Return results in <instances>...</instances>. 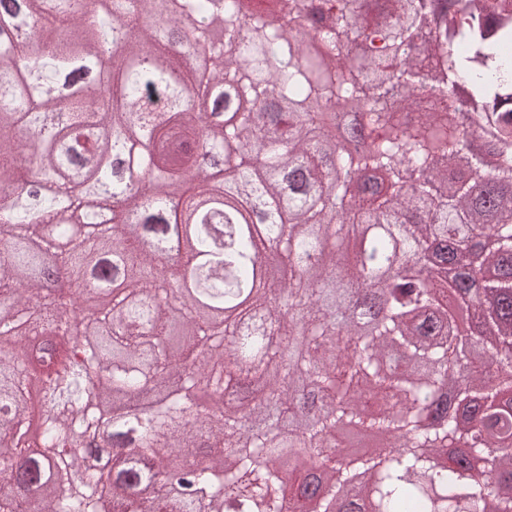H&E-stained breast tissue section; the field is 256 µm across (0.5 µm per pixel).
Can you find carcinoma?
<instances>
[{"label": "carcinoma", "mask_w": 512, "mask_h": 512, "mask_svg": "<svg viewBox=\"0 0 512 512\" xmlns=\"http://www.w3.org/2000/svg\"><path fill=\"white\" fill-rule=\"evenodd\" d=\"M0 0V512H305L318 476L341 471L344 423L409 438L396 457L361 463L322 489V512H512V0ZM112 52L119 97L60 88L62 73ZM493 113L479 154L457 128L456 89ZM351 105L369 141L321 119ZM413 109L411 124L391 112ZM47 112L60 120L48 126ZM413 189L382 193L402 169ZM189 243L168 276L170 235ZM497 241L488 251L485 244ZM273 276L241 317L217 322L201 297L233 308ZM112 265L105 306L77 318L46 301L50 266ZM459 265L463 336L436 277L385 275L393 264ZM471 364L448 394L451 367ZM152 392L142 416L106 400ZM109 427L108 473L84 440ZM500 459L481 479L467 455L440 465L448 440ZM207 448V459L196 449Z\"/></svg>", "instance_id": "cac0c4a2"}]
</instances>
